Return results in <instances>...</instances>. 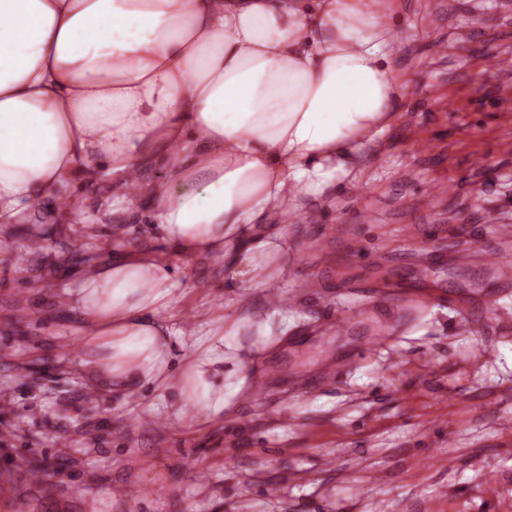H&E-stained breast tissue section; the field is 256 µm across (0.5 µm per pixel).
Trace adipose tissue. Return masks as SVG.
<instances>
[{
  "label": "adipose tissue",
  "instance_id": "ef3b65f1",
  "mask_svg": "<svg viewBox=\"0 0 512 512\" xmlns=\"http://www.w3.org/2000/svg\"><path fill=\"white\" fill-rule=\"evenodd\" d=\"M380 0H0V240L70 182L114 179L147 202L156 248L88 263L67 304L87 329L79 364L109 392L161 386L224 412L215 318L177 363L167 252L258 262L299 196L393 119L404 84ZM164 166L157 180L150 173Z\"/></svg>",
  "mask_w": 512,
  "mask_h": 512
}]
</instances>
